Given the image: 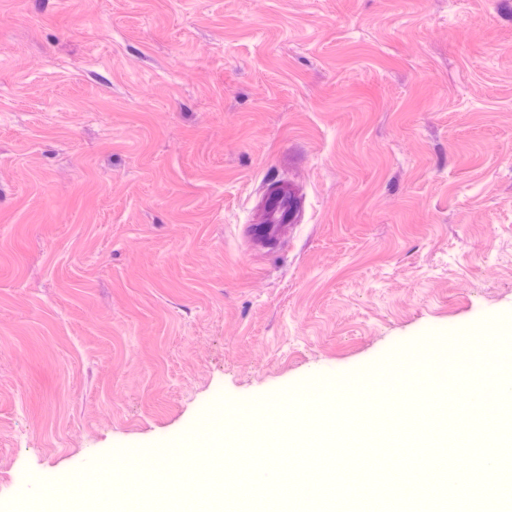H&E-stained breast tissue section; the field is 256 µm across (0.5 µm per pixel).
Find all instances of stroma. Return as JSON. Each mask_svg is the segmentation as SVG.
<instances>
[{
  "mask_svg": "<svg viewBox=\"0 0 512 512\" xmlns=\"http://www.w3.org/2000/svg\"><path fill=\"white\" fill-rule=\"evenodd\" d=\"M280 180L301 220L249 249ZM489 322L512 0H0V512Z\"/></svg>",
  "mask_w": 512,
  "mask_h": 512,
  "instance_id": "obj_1",
  "label": "stroma"
}]
</instances>
